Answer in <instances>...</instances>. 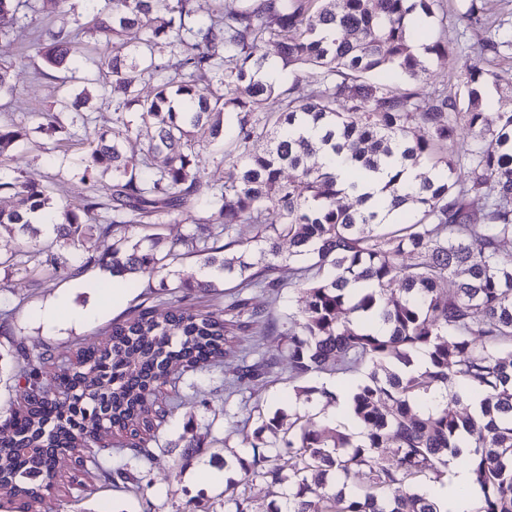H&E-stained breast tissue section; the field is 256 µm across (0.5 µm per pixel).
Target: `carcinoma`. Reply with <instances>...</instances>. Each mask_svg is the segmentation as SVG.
<instances>
[{"label": "carcinoma", "instance_id": "obj_1", "mask_svg": "<svg viewBox=\"0 0 512 512\" xmlns=\"http://www.w3.org/2000/svg\"><path fill=\"white\" fill-rule=\"evenodd\" d=\"M206 19L193 0H108L106 10L73 31H50L39 53L45 64L67 69L79 52V35L95 32L112 40L99 59L112 89V126L89 140L84 177L112 173L109 195L87 196L77 208H52L54 189L21 181L0 183L15 204L0 211V224L30 228L25 215L42 211L55 237L36 257L53 251L52 262L79 250L98 234L116 237L112 253L85 258L110 274H151L178 258L176 245L126 249L124 233L136 224H166L198 206L202 192L199 151L219 141L224 125L235 128L224 164L237 170L208 188L202 215L183 242L196 248L203 267L236 278L224 304L195 309L176 299L163 321L156 306L140 305L102 336L79 347L75 358L57 365L55 388L44 379L56 361L47 345L33 358L15 348L16 386L22 403L0 414V495L25 509L42 504L40 488L55 477L57 453L90 448L102 428L139 438L119 450L128 461L112 470L88 454L83 466L100 481L127 473L128 462L151 456L154 424L143 414L155 405L164 423L185 405L178 396L156 405L152 393L168 382L170 366H221L237 342L238 363L228 389L236 392L270 377L278 357L265 339L278 332L272 301L257 304L253 293L278 295L275 276L288 265V284L299 289L298 309L285 336L291 378L302 381L328 368L348 372L368 362L369 382L348 402L356 431L321 425L304 416L262 421L250 443L252 455L224 459V470L240 468L245 478L263 479L285 499L288 512H440L419 490L395 494L405 482L440 480L439 466L458 454L472 471L483 499L479 512H512V111L482 104L480 89L504 76L472 63L466 70L467 105L445 90H427L423 56L456 63L448 44L421 43L413 16L430 17L439 0H217ZM30 0H0V36L24 37L19 14ZM483 0H470L458 17L466 27L480 23ZM224 55L217 53V47ZM276 62L292 85L263 79ZM318 70L308 92L295 95L298 72ZM155 79L152 94L140 81ZM403 77L413 89L390 87ZM134 112L138 123L127 119ZM418 117L423 133L411 131ZM471 143L447 151L459 123ZM154 128L147 151L128 157L120 141L142 126ZM352 161L348 182L308 160L325 148ZM400 147L402 169L393 170L375 204L358 193L368 172ZM165 157L153 166L155 155ZM468 169L466 178L457 171ZM293 174H285L286 169ZM417 171L415 182L403 179ZM355 193V205L343 199ZM479 205L484 222L474 224ZM396 211L385 224L378 209ZM104 210V223L85 224L81 214ZM256 225L242 239L238 225ZM291 250L283 253L282 240ZM258 248L267 263L246 261ZM462 276L443 297L438 284ZM387 327L380 333L372 321ZM480 339V345L473 343ZM423 351V371L409 369ZM447 390L428 403L432 386ZM478 396L481 414L470 411L461 392ZM298 460L284 474L282 450ZM241 482L227 480L224 502L251 512Z\"/></svg>", "mask_w": 512, "mask_h": 512}]
</instances>
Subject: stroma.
I'll return each mask as SVG.
<instances>
[{"mask_svg":"<svg viewBox=\"0 0 512 512\" xmlns=\"http://www.w3.org/2000/svg\"><path fill=\"white\" fill-rule=\"evenodd\" d=\"M33 11L27 12L22 23L31 30L76 29L97 10L104 0H33ZM467 6V0H442L433 17L426 21L431 36L447 42L458 56L457 64L446 59L427 57L426 66L433 88L447 89L449 94L466 97L465 63L477 60L497 70L512 74V55L486 54L475 58L472 49L493 36L498 26H512V0H486L487 22L482 26L464 28L456 19ZM27 56V66H18L20 56ZM11 69L13 94L0 96V121L23 129V139L0 149V182L22 179L37 184L60 186L57 205L78 206L91 194L106 195L112 185L111 175L89 180L84 178L83 160L87 148V132L82 124L63 122L52 131L40 127L42 115L55 113L63 95H76L89 89L91 99L84 110L93 126L111 125L112 97L99 84H83L84 75L91 73L90 61L78 59L77 81L61 83L56 72L44 69L38 48L33 41L0 37V66ZM191 212H184L175 222L161 226L136 225L129 228L128 243L155 247L166 252L178 244L180 257L152 275L126 279V296L121 306H113L108 290H101L95 318L86 323H70L58 329H48L42 321V310L53 298L67 296L71 308L86 306L90 295L81 284L95 278L107 279L108 274L97 265L79 267L69 260L59 264L43 263L39 274L31 275L20 266H0V313H10L6 328H0V408L17 399L14 387L13 348L24 345L30 354H38L44 344H53L59 358H66L76 343L90 337L99 328L115 320L133 315L144 300L166 301L178 287L180 273L199 270L202 262L191 246L182 242L191 222ZM284 337L271 336L268 347L280 361L275 380L245 394L224 390V371L205 367L195 371L182 365L172 367L179 375V390L189 395L202 390L204 403H193L169 418L161 430V448L155 449L151 461L133 466L139 479L137 491H128L122 481L103 483L82 478L74 457H61L58 463L60 481L47 492L46 504L56 512H224L223 483L194 480L198 467L218 469L228 452L246 457L251 453L254 432L275 412L298 413L328 423H348L344 411L348 397L357 386L368 380L369 366L348 373H322L311 377L310 385L337 393L335 403L318 404L316 395L298 394L297 384L288 371L287 359L280 351ZM207 432L206 446L197 450L181 447L180 441L190 432Z\"/></svg>","mask_w":512,"mask_h":512,"instance_id":"35a3bbf8","label":"stroma"}]
</instances>
